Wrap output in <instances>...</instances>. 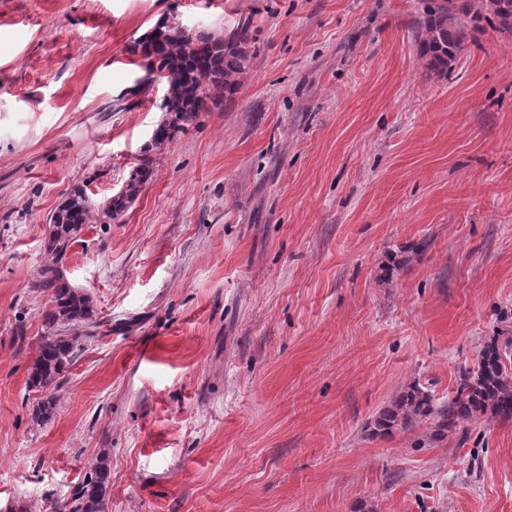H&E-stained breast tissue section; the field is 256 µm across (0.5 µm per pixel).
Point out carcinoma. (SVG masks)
Returning a JSON list of instances; mask_svg holds the SVG:
<instances>
[{
  "instance_id": "cac0c4a2",
  "label": "carcinoma",
  "mask_w": 512,
  "mask_h": 512,
  "mask_svg": "<svg viewBox=\"0 0 512 512\" xmlns=\"http://www.w3.org/2000/svg\"><path fill=\"white\" fill-rule=\"evenodd\" d=\"M421 2L422 14L416 25L420 56L429 58V65L445 73L473 32L484 26L512 37V0ZM139 46L136 65L144 75L137 85L165 86L161 103L165 119L154 131L152 143L156 146L170 143L185 132L207 110L208 103H217L218 92H237L253 57L246 23L224 36H214L193 33L179 22L164 20L143 35ZM154 164L149 151H142L115 194L95 203L84 187L77 185L50 217L45 250L52 263L41 271L34 287L53 291L54 305L43 315V333L28 378L30 388L48 392L35 409L38 420L44 421L53 413L55 392L61 388L65 368L83 351V342L95 337L104 325L91 296L69 284L60 263L84 225L121 220L151 180ZM482 416L490 421L512 422V336L489 337L448 401L435 403L429 392L415 383L379 414L375 426L382 434L395 429L413 432L422 427L424 431L412 447L423 448L447 440L450 433L467 430ZM109 482L110 469L102 456L63 502L53 504V512H107Z\"/></svg>"
}]
</instances>
